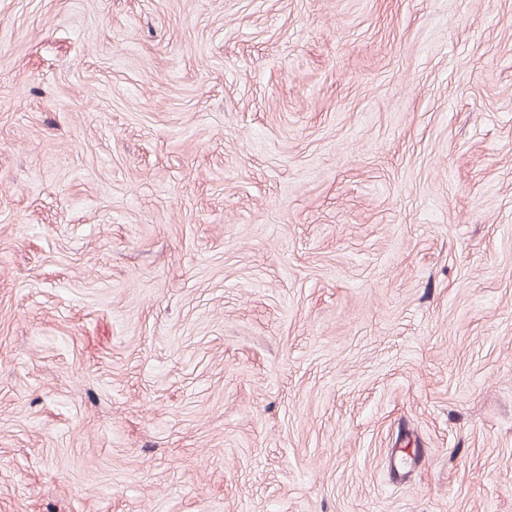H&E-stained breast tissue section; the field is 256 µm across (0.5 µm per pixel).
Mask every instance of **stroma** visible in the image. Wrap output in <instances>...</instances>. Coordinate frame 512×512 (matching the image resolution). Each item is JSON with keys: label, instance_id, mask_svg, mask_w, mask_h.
Returning a JSON list of instances; mask_svg holds the SVG:
<instances>
[{"label": "stroma", "instance_id": "obj_1", "mask_svg": "<svg viewBox=\"0 0 512 512\" xmlns=\"http://www.w3.org/2000/svg\"><path fill=\"white\" fill-rule=\"evenodd\" d=\"M0 512H512V0H0Z\"/></svg>", "mask_w": 512, "mask_h": 512}]
</instances>
